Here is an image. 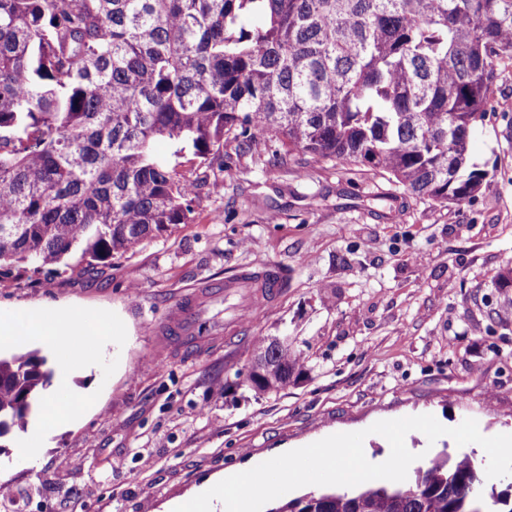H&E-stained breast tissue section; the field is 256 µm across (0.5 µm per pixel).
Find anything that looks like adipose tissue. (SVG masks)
<instances>
[{
	"mask_svg": "<svg viewBox=\"0 0 512 512\" xmlns=\"http://www.w3.org/2000/svg\"><path fill=\"white\" fill-rule=\"evenodd\" d=\"M39 339L52 349L67 365H88L96 356L97 344L112 333V322L108 319H89L83 316L68 319H46L33 316L25 329H18L10 318H0V335L15 336L18 333Z\"/></svg>",
	"mask_w": 512,
	"mask_h": 512,
	"instance_id": "adipose-tissue-1",
	"label": "adipose tissue"
}]
</instances>
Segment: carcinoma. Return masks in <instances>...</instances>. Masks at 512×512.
Masks as SVG:
<instances>
[{
    "label": "carcinoma",
    "instance_id": "obj_1",
    "mask_svg": "<svg viewBox=\"0 0 512 512\" xmlns=\"http://www.w3.org/2000/svg\"><path fill=\"white\" fill-rule=\"evenodd\" d=\"M512 0H0V275L92 263L187 224L178 163L231 139L250 150L355 162L442 204L470 199V163L500 68ZM235 385L257 396L306 373L294 342L254 337ZM54 374L39 350L0 354V437L25 431ZM474 448L403 482L288 497L272 512H512V482Z\"/></svg>",
    "mask_w": 512,
    "mask_h": 512
}]
</instances>
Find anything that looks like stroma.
I'll list each match as a JSON object with an SVG mask.
<instances>
[{"instance_id": "35a3bbf8", "label": "stroma", "mask_w": 512, "mask_h": 512, "mask_svg": "<svg viewBox=\"0 0 512 512\" xmlns=\"http://www.w3.org/2000/svg\"><path fill=\"white\" fill-rule=\"evenodd\" d=\"M230 163L191 171L189 223L135 253L88 269L79 254L0 276V315L98 316L112 334L96 361L71 373L80 418L46 425L37 457L0 437V479L23 512H161L212 478L251 468L327 436L366 431L367 459L390 445L381 420L464 419L483 435L512 434V65L469 146L482 188L459 205L423 200L389 174L324 159L272 166L265 138ZM268 265L285 286L246 318L223 298L209 345H184L163 326L202 287ZM294 336L306 376L258 397L227 381L253 339Z\"/></svg>"}]
</instances>
